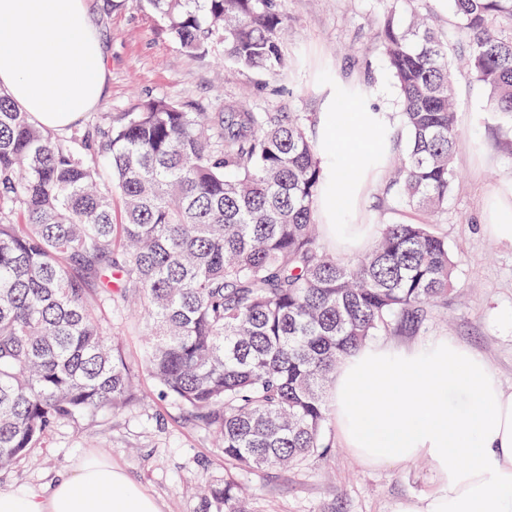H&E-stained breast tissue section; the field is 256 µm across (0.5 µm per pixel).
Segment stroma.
<instances>
[{
	"instance_id": "35a3bbf8",
	"label": "stroma",
	"mask_w": 512,
	"mask_h": 512,
	"mask_svg": "<svg viewBox=\"0 0 512 512\" xmlns=\"http://www.w3.org/2000/svg\"><path fill=\"white\" fill-rule=\"evenodd\" d=\"M107 58L104 95L96 110L111 116L133 112L146 100L164 98L189 112H220L225 102L246 100L256 112L299 113L312 124L350 90L367 111L395 116L398 92L377 37L389 0H277L288 18L284 51L291 66L278 76L226 63L221 49L200 57L168 34L160 17L134 0H85ZM457 125L462 147L455 158L460 186L431 216L394 206L382 167L358 194L346 220L439 225L460 259L444 310L430 312L419 329L382 332L378 341L410 347L451 338L481 354L503 388L512 390V245L484 230L490 213L512 188V128L487 112L488 91L470 70H455ZM149 408L133 404L97 417L59 423L29 456L0 471V490L37 494L80 457L105 456L129 480L161 503L163 512H201L199 488L224 478V452L216 437L190 413L162 397L146 369L136 372ZM330 454L294 469L238 471L251 512H395L409 497L424 498L439 476L424 458L391 466L370 465L343 448L328 422Z\"/></svg>"
}]
</instances>
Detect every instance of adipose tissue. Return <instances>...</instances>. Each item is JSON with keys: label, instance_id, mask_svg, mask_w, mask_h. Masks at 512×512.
<instances>
[{"label": "adipose tissue", "instance_id": "ef3b65f1", "mask_svg": "<svg viewBox=\"0 0 512 512\" xmlns=\"http://www.w3.org/2000/svg\"><path fill=\"white\" fill-rule=\"evenodd\" d=\"M106 55L83 0H0V92L41 125L64 130L96 105ZM325 132L356 173L328 168L325 235L349 243L338 218L370 177L366 154L327 113ZM331 410L344 447L380 465L426 457L441 486L397 512H512V391L486 359L445 337L411 347L370 344L347 356ZM0 512H162L111 460L78 459L43 495L0 492Z\"/></svg>", "mask_w": 512, "mask_h": 512}]
</instances>
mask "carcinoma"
Returning a JSON list of instances; mask_svg holds the SVG:
<instances>
[{
	"label": "carcinoma",
	"mask_w": 512,
	"mask_h": 512,
	"mask_svg": "<svg viewBox=\"0 0 512 512\" xmlns=\"http://www.w3.org/2000/svg\"><path fill=\"white\" fill-rule=\"evenodd\" d=\"M186 51L277 76L288 69L275 0H139ZM393 0L379 31L398 88L395 203L436 213L459 175L448 36ZM490 111L512 122V0H448ZM343 124L364 109L339 93ZM308 119L187 112L162 98L59 135L0 94V469L64 420L144 402L109 314L137 312L142 364L162 395L222 436L241 470L330 453L326 391L381 331L448 301L457 259L435 224H377L372 246L331 253L317 234L324 157ZM120 201L121 209L115 208ZM203 512H248L239 482Z\"/></svg>",
	"instance_id": "cac0c4a2"
}]
</instances>
